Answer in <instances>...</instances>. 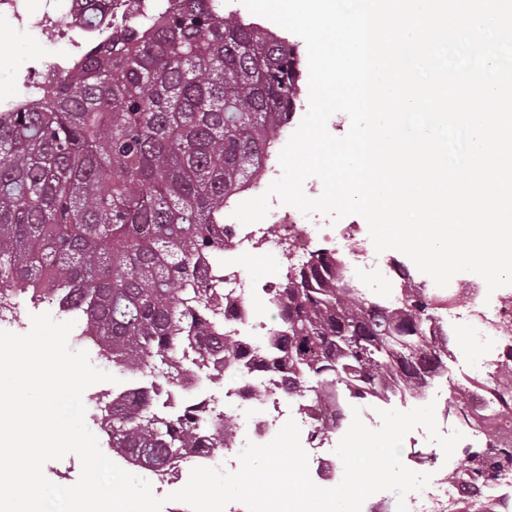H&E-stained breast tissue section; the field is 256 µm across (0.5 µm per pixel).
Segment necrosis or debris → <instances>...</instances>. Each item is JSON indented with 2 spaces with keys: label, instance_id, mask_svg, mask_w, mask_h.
I'll list each match as a JSON object with an SVG mask.
<instances>
[{
  "label": "necrosis or debris",
  "instance_id": "obj_1",
  "mask_svg": "<svg viewBox=\"0 0 512 512\" xmlns=\"http://www.w3.org/2000/svg\"><path fill=\"white\" fill-rule=\"evenodd\" d=\"M175 0H107L108 12L103 25L88 28L84 24L82 0H0V21L18 29L39 31L50 43L63 45L62 53L52 58L35 57L13 72L16 90L0 98V112H12L35 105L41 91L58 80L61 72L83 57L90 45L106 42L117 29L142 26ZM224 208V226L231 244L224 250V288L241 304L243 313H226L225 333L239 337L249 348L264 349L270 329L262 317L281 288L290 269L307 261L320 248L347 256L348 273L369 297L392 298L400 294L407 281L390 254L365 246L363 228L358 224H334L321 214L305 216L294 208L270 202L267 216L253 224H242ZM270 257L279 273L268 280L251 278L244 261L250 257ZM471 303L466 310L457 305L458 290L433 288L435 308L448 334V342L464 360L466 369L482 374L495 368L502 356L503 342L512 339V295L488 293L479 280L466 284ZM126 393H146L157 408L173 416L202 405L212 418L231 415L238 419L239 436L228 447L205 454H192L186 469L197 466L220 467L229 472L240 467L239 454L246 442H270L287 420H295L302 440H309L312 418L302 410L297 398L280 385L278 375L265 368L228 370L215 380L206 372L194 371L191 381H180L176 388L146 389L134 379L122 386ZM369 420L371 428L381 421L372 416L366 402L350 400L337 405L338 424L329 427L322 445L324 457L310 462L309 474L319 487L337 486L344 473L337 466L335 449L349 429L353 412ZM512 471L502 472L497 480L480 487L451 480L433 481L419 492L407 495L409 512H512Z\"/></svg>",
  "mask_w": 512,
  "mask_h": 512
}]
</instances>
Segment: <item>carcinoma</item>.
I'll list each match as a JSON object with an SVG mask.
<instances>
[{
    "label": "carcinoma",
    "instance_id": "cac0c4a2",
    "mask_svg": "<svg viewBox=\"0 0 512 512\" xmlns=\"http://www.w3.org/2000/svg\"><path fill=\"white\" fill-rule=\"evenodd\" d=\"M96 46L33 109L0 112V291L56 294L104 343L112 363L175 387L186 363L261 361L224 334V204L261 172V147L301 96L297 44L224 17L218 0H178L150 22ZM267 367L316 407L336 400L418 398L448 375V337L423 288L371 300L331 253L312 255L274 297ZM512 345L483 388L512 415ZM468 423V389H454ZM179 417L137 395L104 418L112 451L163 477L191 452L222 448L224 417ZM512 470V448L469 457L456 478Z\"/></svg>",
    "mask_w": 512,
    "mask_h": 512
}]
</instances>
